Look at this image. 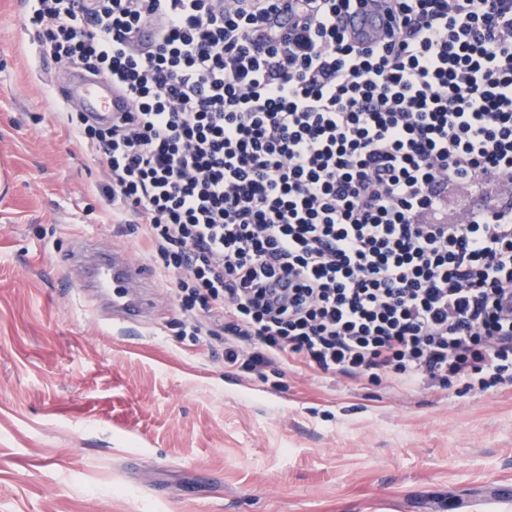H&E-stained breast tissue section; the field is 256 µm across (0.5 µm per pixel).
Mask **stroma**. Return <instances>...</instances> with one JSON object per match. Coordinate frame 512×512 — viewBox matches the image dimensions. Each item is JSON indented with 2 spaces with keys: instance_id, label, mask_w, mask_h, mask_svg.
<instances>
[{
  "instance_id": "obj_1",
  "label": "stroma",
  "mask_w": 512,
  "mask_h": 512,
  "mask_svg": "<svg viewBox=\"0 0 512 512\" xmlns=\"http://www.w3.org/2000/svg\"><path fill=\"white\" fill-rule=\"evenodd\" d=\"M0 0V512H512V387L407 390L135 330L76 284L83 238L141 259L59 119L70 73Z\"/></svg>"
}]
</instances>
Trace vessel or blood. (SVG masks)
<instances>
[{"instance_id": "obj_1", "label": "vessel or blood", "mask_w": 512, "mask_h": 512, "mask_svg": "<svg viewBox=\"0 0 512 512\" xmlns=\"http://www.w3.org/2000/svg\"><path fill=\"white\" fill-rule=\"evenodd\" d=\"M70 94L80 102L83 111L102 119H111L113 113L125 109L122 96L113 89L111 81L102 76L77 77ZM80 252L89 261L81 287L96 291L109 302V322L122 326L143 325L155 308L154 298L146 293L147 266L118 247L100 251L97 242L90 237L82 240Z\"/></svg>"}]
</instances>
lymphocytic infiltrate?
<instances>
[{
	"label": "lymphocytic infiltrate",
	"mask_w": 512,
	"mask_h": 512,
	"mask_svg": "<svg viewBox=\"0 0 512 512\" xmlns=\"http://www.w3.org/2000/svg\"><path fill=\"white\" fill-rule=\"evenodd\" d=\"M25 23L125 97L67 123L185 335L231 367L512 383V0H33Z\"/></svg>",
	"instance_id": "lymphocytic-infiltrate-1"
}]
</instances>
